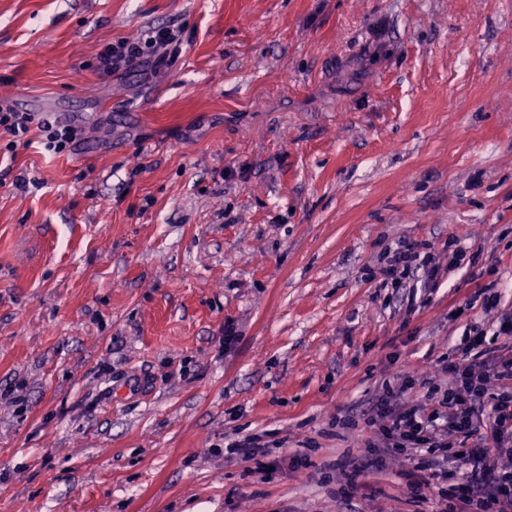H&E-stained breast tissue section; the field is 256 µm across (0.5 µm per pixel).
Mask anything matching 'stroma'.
<instances>
[{
	"label": "stroma",
	"instance_id": "stroma-1",
	"mask_svg": "<svg viewBox=\"0 0 512 512\" xmlns=\"http://www.w3.org/2000/svg\"><path fill=\"white\" fill-rule=\"evenodd\" d=\"M62 99L73 150L0 160V512H430L368 422L512 309V0H0V104ZM183 31L178 27L155 29L143 40L119 39L98 54L99 68L115 73L138 62H151L155 67L171 64L181 53ZM420 258V254L417 252L416 247L413 243L399 242L396 244V247L392 251L391 259L389 260L390 264L386 270V278L382 283V287H387L388 282L386 280L391 279V284L395 283L399 287L402 283H406L407 278L410 276V272L414 269H422L425 278L421 279L420 282L423 281L424 286L428 280H431L436 275V268L431 267L430 259H422V263L418 264L416 261ZM421 265L422 268H420ZM225 448L227 453L235 454V455H243L247 458H251L254 456L262 455L267 456L269 454L268 448H261L255 442V438L252 436L241 437L240 439H235L231 443L225 444Z\"/></svg>",
	"mask_w": 512,
	"mask_h": 512
}]
</instances>
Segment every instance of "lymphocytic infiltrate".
Returning <instances> with one entry per match:
<instances>
[{"label": "lymphocytic infiltrate", "instance_id": "1", "mask_svg": "<svg viewBox=\"0 0 512 512\" xmlns=\"http://www.w3.org/2000/svg\"><path fill=\"white\" fill-rule=\"evenodd\" d=\"M182 42V30L168 26L143 40L123 38L99 52V67L114 73L139 62L169 64L180 55ZM34 129L54 154L70 150L77 137L75 126L51 115L37 117L0 106V133L10 137L8 152L28 146ZM481 291L485 310L495 311L496 317L488 324H468V352L512 337V311L500 309L494 284L483 285ZM443 370L447 382L430 385L418 403L404 400L413 385L412 373L384 386L371 445L394 454L441 458L439 479H456L460 485L440 494L437 512H512V357L498 355L464 367L447 364Z\"/></svg>", "mask_w": 512, "mask_h": 512}]
</instances>
